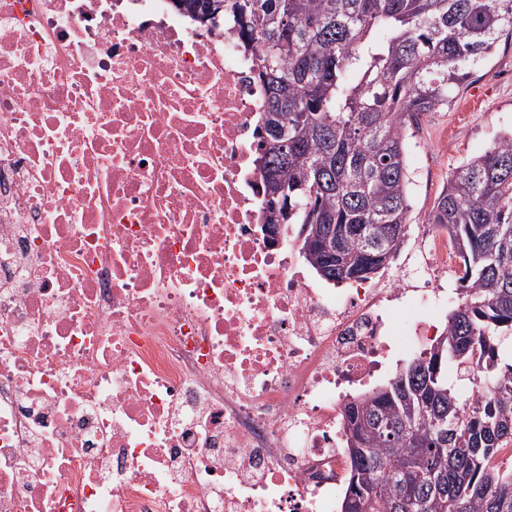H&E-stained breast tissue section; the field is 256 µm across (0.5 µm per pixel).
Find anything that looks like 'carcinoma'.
Masks as SVG:
<instances>
[{
  "instance_id": "obj_1",
  "label": "carcinoma",
  "mask_w": 512,
  "mask_h": 512,
  "mask_svg": "<svg viewBox=\"0 0 512 512\" xmlns=\"http://www.w3.org/2000/svg\"><path fill=\"white\" fill-rule=\"evenodd\" d=\"M200 24L230 18L267 100L258 123L287 130L277 167L284 224L325 280L365 281L397 255L411 224L409 130L512 31V0H174ZM425 222L463 264L462 302L431 351L344 406L357 480L352 512H512V132L443 186ZM323 226L308 246L307 227ZM379 240L376 249L369 240ZM472 387L465 405L448 367Z\"/></svg>"
}]
</instances>
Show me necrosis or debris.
I'll return each mask as SVG.
<instances>
[{
	"label": "necrosis or debris",
	"mask_w": 512,
	"mask_h": 512,
	"mask_svg": "<svg viewBox=\"0 0 512 512\" xmlns=\"http://www.w3.org/2000/svg\"><path fill=\"white\" fill-rule=\"evenodd\" d=\"M253 69L171 0H0V512H338L345 404L438 339L446 233L349 288L269 234Z\"/></svg>",
	"instance_id": "1"
}]
</instances>
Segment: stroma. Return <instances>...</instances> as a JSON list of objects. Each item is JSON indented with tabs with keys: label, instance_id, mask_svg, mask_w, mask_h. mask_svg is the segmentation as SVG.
<instances>
[{
	"label": "stroma",
	"instance_id": "35a3bbf8",
	"mask_svg": "<svg viewBox=\"0 0 512 512\" xmlns=\"http://www.w3.org/2000/svg\"><path fill=\"white\" fill-rule=\"evenodd\" d=\"M512 131V36L502 35L478 61L452 104L420 121L409 140L406 165L413 223H423L448 178ZM432 150L420 149V142Z\"/></svg>",
	"mask_w": 512,
	"mask_h": 512
}]
</instances>
